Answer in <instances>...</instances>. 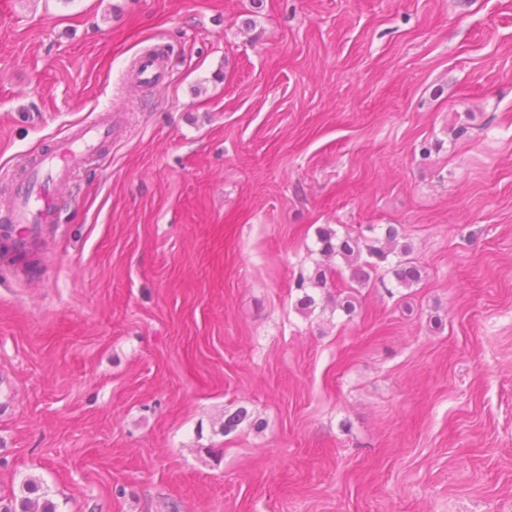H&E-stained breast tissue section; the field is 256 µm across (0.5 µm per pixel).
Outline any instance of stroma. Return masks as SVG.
I'll return each instance as SVG.
<instances>
[{"label": "stroma", "instance_id": "obj_1", "mask_svg": "<svg viewBox=\"0 0 512 512\" xmlns=\"http://www.w3.org/2000/svg\"><path fill=\"white\" fill-rule=\"evenodd\" d=\"M159 43L169 82H127ZM106 108L36 264L0 260V493L512 512V0H6L0 197ZM379 224L423 280L348 317L341 266L300 310L318 230Z\"/></svg>", "mask_w": 512, "mask_h": 512}]
</instances>
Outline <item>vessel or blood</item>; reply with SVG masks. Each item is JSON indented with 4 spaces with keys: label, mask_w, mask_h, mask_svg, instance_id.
<instances>
[{
    "label": "vessel or blood",
    "mask_w": 512,
    "mask_h": 512,
    "mask_svg": "<svg viewBox=\"0 0 512 512\" xmlns=\"http://www.w3.org/2000/svg\"><path fill=\"white\" fill-rule=\"evenodd\" d=\"M169 77L162 56L154 50L140 54L127 72L128 81L141 87L158 84ZM119 123V114L108 110L98 112L96 119L84 125L77 135L58 139L46 152L25 158L23 176L13 189L12 201L5 213L14 236L0 241V254L6 256L14 250L32 255L46 227L55 223L61 208L56 186L67 183L85 153L110 138Z\"/></svg>",
    "instance_id": "b4317fda"
}]
</instances>
